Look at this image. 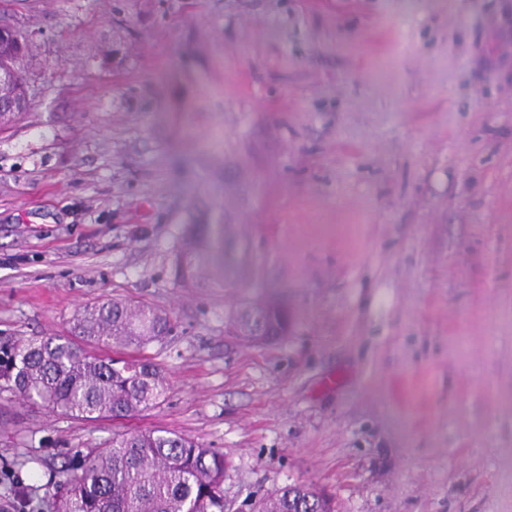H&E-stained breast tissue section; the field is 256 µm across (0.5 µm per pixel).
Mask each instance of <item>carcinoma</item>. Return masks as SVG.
<instances>
[{"label": "carcinoma", "instance_id": "1", "mask_svg": "<svg viewBox=\"0 0 512 512\" xmlns=\"http://www.w3.org/2000/svg\"><path fill=\"white\" fill-rule=\"evenodd\" d=\"M0 47L13 67L30 53L22 33ZM254 260L238 225L189 224L177 254L175 277L198 285L236 286ZM236 330L256 341L288 333V313L277 301L242 306ZM172 329L169 314L152 304L106 297L79 310L59 336H34L0 346V386L48 413L85 420L126 417L155 407L167 389L163 371L144 351ZM135 353L117 361L112 345ZM60 482L54 512H224V454L165 430L117 433ZM254 512H333L330 498L310 485L292 484L262 499Z\"/></svg>", "mask_w": 512, "mask_h": 512}]
</instances>
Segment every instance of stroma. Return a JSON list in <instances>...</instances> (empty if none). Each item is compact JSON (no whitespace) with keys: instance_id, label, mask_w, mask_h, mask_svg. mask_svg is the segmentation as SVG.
Masks as SVG:
<instances>
[{"instance_id":"stroma-1","label":"stroma","mask_w":512,"mask_h":512,"mask_svg":"<svg viewBox=\"0 0 512 512\" xmlns=\"http://www.w3.org/2000/svg\"><path fill=\"white\" fill-rule=\"evenodd\" d=\"M30 105L0 131V341L114 296L166 310L156 407L0 390V512L166 430L223 452L224 512L303 482L336 512H512V0H0ZM232 210L258 266L174 276ZM286 336L229 334L253 301ZM280 305V302L268 301L242 306L233 317L236 330L242 336H248L255 341H272L284 336L288 333V313L280 309ZM262 320L277 325L279 330L274 332V336H259Z\"/></svg>"}]
</instances>
